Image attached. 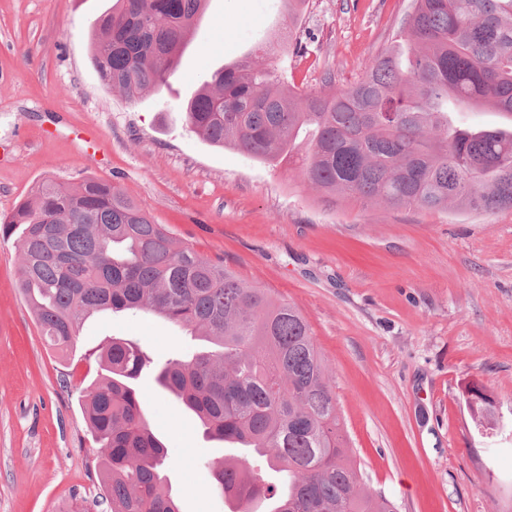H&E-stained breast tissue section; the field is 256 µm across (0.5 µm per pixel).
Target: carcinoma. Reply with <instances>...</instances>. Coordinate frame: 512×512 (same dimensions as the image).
I'll list each match as a JSON object with an SVG mask.
<instances>
[{
  "mask_svg": "<svg viewBox=\"0 0 512 512\" xmlns=\"http://www.w3.org/2000/svg\"><path fill=\"white\" fill-rule=\"evenodd\" d=\"M206 0H113L91 41L104 85L130 100L174 76ZM288 27L308 0H284ZM292 36L261 42L265 55ZM490 109L491 127L453 115ZM210 144L259 161L288 159L328 203L483 215L512 209V0H411L390 47L357 80L284 84L253 56L214 71L182 105ZM21 229L20 288L48 346L65 353L94 313L152 311L206 343L156 363L129 339L101 347L105 374L83 391L103 449L107 512H179L167 449L145 419L136 381L159 387L233 445L209 490L242 512H395L361 485L329 364L293 304L244 282L190 245H173L123 191L86 179L40 183L0 225Z\"/></svg>",
  "mask_w": 512,
  "mask_h": 512,
  "instance_id": "cac0c4a2",
  "label": "carcinoma"
}]
</instances>
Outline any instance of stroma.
Here are the masks:
<instances>
[{
	"label": "stroma",
	"mask_w": 512,
	"mask_h": 512,
	"mask_svg": "<svg viewBox=\"0 0 512 512\" xmlns=\"http://www.w3.org/2000/svg\"><path fill=\"white\" fill-rule=\"evenodd\" d=\"M112 0H0V218L45 180L120 187L175 245L224 262L296 305L330 367L344 432L368 490L397 512H512V210L452 215L325 205L287 163L215 147L180 109L213 71L282 26V0H207L169 86L128 100L102 83L92 34ZM410 0H310L276 55L285 81L357 79ZM15 237L0 238V512H60L72 495L105 512L101 450L81 391L109 337L157 355L184 331L151 313L91 316L68 357L48 348L19 289ZM486 387L492 430L466 401ZM180 512H229L209 491L223 457L174 395L141 375Z\"/></svg>",
	"instance_id": "obj_1"
}]
</instances>
